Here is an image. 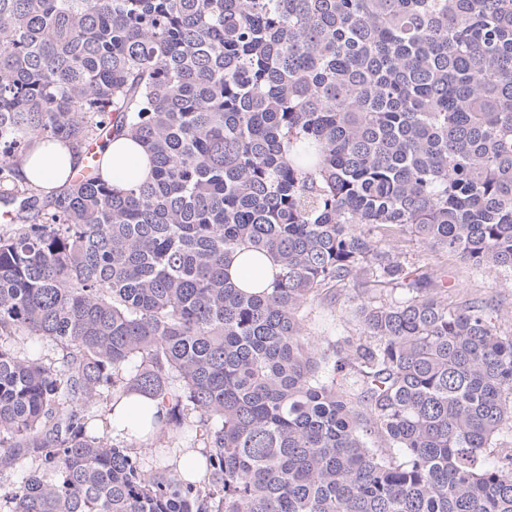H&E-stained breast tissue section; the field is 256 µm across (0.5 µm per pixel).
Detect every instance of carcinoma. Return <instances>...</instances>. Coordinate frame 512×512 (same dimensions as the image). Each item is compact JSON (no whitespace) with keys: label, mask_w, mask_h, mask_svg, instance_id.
Here are the masks:
<instances>
[{"label":"carcinoma","mask_w":512,"mask_h":512,"mask_svg":"<svg viewBox=\"0 0 512 512\" xmlns=\"http://www.w3.org/2000/svg\"><path fill=\"white\" fill-rule=\"evenodd\" d=\"M0 184V512H512V0H0ZM99 154L102 177L115 187L127 188L151 176L146 153L129 137H118L107 143ZM84 157L73 153L68 145L55 144L39 147L33 156L19 167V173L26 180L40 185L49 194L61 187L73 167L83 166ZM446 266L448 280L469 291L494 297L499 305L501 330L510 333L512 331V273L488 269L476 271L453 254H448ZM230 272L233 277L243 279L242 282H248L255 277H263L270 280L278 272V269L272 264L267 263L261 269V271H258L255 268L245 264L242 258H237L233 262L230 268ZM347 302L336 305V312L332 315L327 310L316 309L312 312L309 321V331L313 336H329L343 330L344 321L349 315ZM147 404L148 400L140 395H133L130 399L122 400L117 404L115 409L107 415L112 435L128 436L127 429L130 434L134 435L136 424L145 414Z\"/></svg>","instance_id":"carcinoma-1"}]
</instances>
